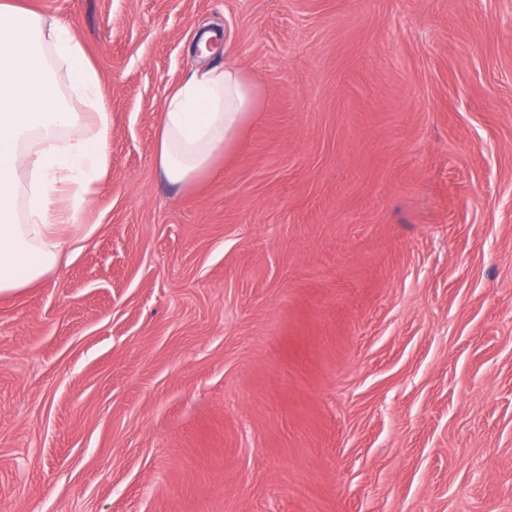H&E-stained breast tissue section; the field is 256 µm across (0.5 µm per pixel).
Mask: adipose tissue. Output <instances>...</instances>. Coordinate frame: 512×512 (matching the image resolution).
<instances>
[{
  "instance_id": "obj_1",
  "label": "adipose tissue",
  "mask_w": 512,
  "mask_h": 512,
  "mask_svg": "<svg viewBox=\"0 0 512 512\" xmlns=\"http://www.w3.org/2000/svg\"><path fill=\"white\" fill-rule=\"evenodd\" d=\"M55 61L68 65L86 112L60 104L48 77ZM260 102L246 68H195L165 99L155 132L159 175L183 188L219 175ZM111 153L112 116L81 42L66 23L0 0V296L40 281L67 248L88 237L78 214L109 179Z\"/></svg>"
}]
</instances>
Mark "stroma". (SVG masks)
Wrapping results in <instances>:
<instances>
[{
    "instance_id": "1",
    "label": "stroma",
    "mask_w": 512,
    "mask_h": 512,
    "mask_svg": "<svg viewBox=\"0 0 512 512\" xmlns=\"http://www.w3.org/2000/svg\"><path fill=\"white\" fill-rule=\"evenodd\" d=\"M112 115L78 251L0 296V512H512V0H29ZM260 110L159 176L201 62ZM261 91L239 65L203 64L165 99L154 163L168 183L192 188L222 174L219 163L259 112Z\"/></svg>"
}]
</instances>
